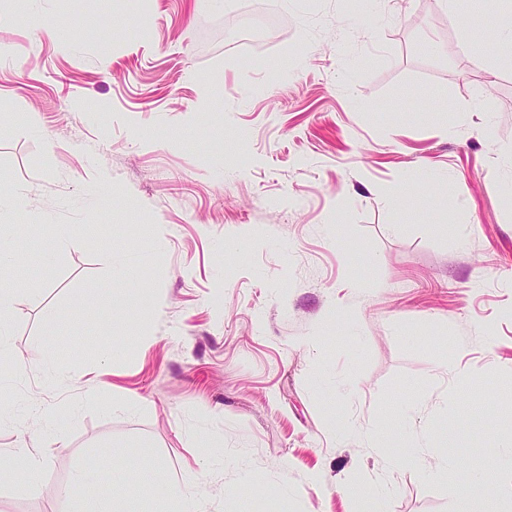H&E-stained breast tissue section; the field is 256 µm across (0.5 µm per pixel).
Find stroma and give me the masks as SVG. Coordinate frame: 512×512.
<instances>
[{
  "label": "stroma",
  "instance_id": "1",
  "mask_svg": "<svg viewBox=\"0 0 512 512\" xmlns=\"http://www.w3.org/2000/svg\"><path fill=\"white\" fill-rule=\"evenodd\" d=\"M357 4L0 0V512H512V12ZM14 292L10 289H0V356L7 352L10 346V330L6 316L11 312L14 302ZM362 503V512L382 511L384 500L390 495L392 488L382 475H376L352 486Z\"/></svg>",
  "mask_w": 512,
  "mask_h": 512
}]
</instances>
